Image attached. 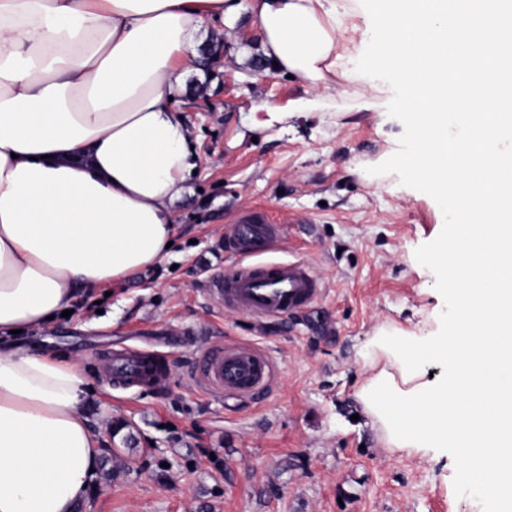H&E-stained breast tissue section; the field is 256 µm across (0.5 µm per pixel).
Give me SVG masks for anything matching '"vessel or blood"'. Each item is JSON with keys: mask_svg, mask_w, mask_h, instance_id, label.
Masks as SVG:
<instances>
[{"mask_svg": "<svg viewBox=\"0 0 512 512\" xmlns=\"http://www.w3.org/2000/svg\"><path fill=\"white\" fill-rule=\"evenodd\" d=\"M282 233V223L272 219L266 208L238 211L224 228V242L240 265L224 277L209 279V295L226 309L258 321L284 317L313 305L322 288L308 265L265 258ZM103 373L114 383L146 389L163 388L170 379L166 361L149 350L110 353L103 359ZM193 376L211 396L254 398L269 391L275 365L254 346L218 343L199 355Z\"/></svg>", "mask_w": 512, "mask_h": 512, "instance_id": "obj_1", "label": "vessel or blood"}]
</instances>
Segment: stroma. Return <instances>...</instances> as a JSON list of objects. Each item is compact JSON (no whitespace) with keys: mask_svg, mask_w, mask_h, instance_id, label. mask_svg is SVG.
Here are the masks:
<instances>
[{"mask_svg":"<svg viewBox=\"0 0 512 512\" xmlns=\"http://www.w3.org/2000/svg\"><path fill=\"white\" fill-rule=\"evenodd\" d=\"M340 0L347 73L312 86L271 69L250 13L206 30L183 106L200 157L168 255L137 278L98 288L73 314L18 334L77 361L88 414L106 443L78 512H491L447 456L380 441L354 393L379 330L426 338L454 319L432 259L453 214L414 179L397 78L365 68L375 20ZM261 206L285 220L268 259L306 263L323 285L285 321L224 310L204 288L233 271L226 223ZM214 342L247 343L275 361L258 402L203 393L190 378ZM148 347L168 356L162 390L109 386L100 358Z\"/></svg>","mask_w":512,"mask_h":512,"instance_id":"obj_1","label":"stroma"}]
</instances>
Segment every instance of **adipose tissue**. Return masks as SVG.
<instances>
[{
  "label": "adipose tissue",
  "instance_id": "obj_1",
  "mask_svg": "<svg viewBox=\"0 0 512 512\" xmlns=\"http://www.w3.org/2000/svg\"><path fill=\"white\" fill-rule=\"evenodd\" d=\"M367 67L396 74L404 158L454 212L440 275L457 305L427 340L377 338L355 393L389 447L452 453L512 512V0H367ZM242 0H0V335L167 255L200 159L179 99L190 46ZM264 57L336 70L337 0H252ZM446 361L423 379L418 357ZM67 357L0 352V512H77L102 436Z\"/></svg>",
  "mask_w": 512,
  "mask_h": 512
}]
</instances>
